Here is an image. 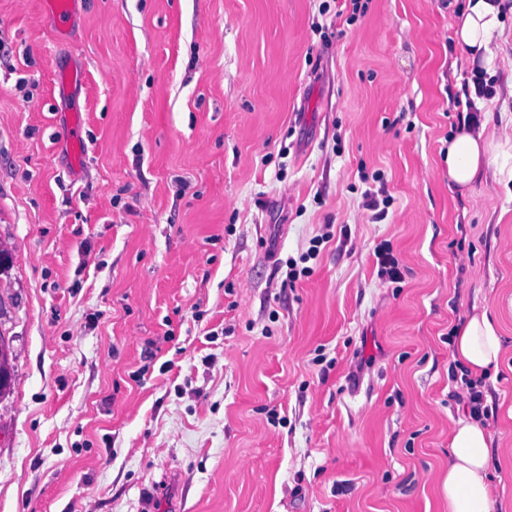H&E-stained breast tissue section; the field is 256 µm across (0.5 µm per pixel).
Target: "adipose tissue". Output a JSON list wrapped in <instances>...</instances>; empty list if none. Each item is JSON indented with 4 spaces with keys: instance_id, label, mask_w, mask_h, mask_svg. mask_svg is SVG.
Segmentation results:
<instances>
[{
    "instance_id": "1",
    "label": "adipose tissue",
    "mask_w": 512,
    "mask_h": 512,
    "mask_svg": "<svg viewBox=\"0 0 512 512\" xmlns=\"http://www.w3.org/2000/svg\"><path fill=\"white\" fill-rule=\"evenodd\" d=\"M506 8V0H465L454 32L457 47L477 77L470 86V98L480 112L478 119L463 118L448 139V181L462 193L486 176L499 157L512 153V137L496 138L488 130V115L482 112V83L497 71L494 37L503 30ZM452 346L455 361L470 375L483 376L497 368L502 341L496 316L486 310L468 316L454 328ZM448 448V512H496L499 502L488 479L491 451L484 430L471 419L452 421Z\"/></svg>"
}]
</instances>
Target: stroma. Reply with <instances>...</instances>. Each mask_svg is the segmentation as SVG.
Here are the masks:
<instances>
[{"mask_svg":"<svg viewBox=\"0 0 512 512\" xmlns=\"http://www.w3.org/2000/svg\"><path fill=\"white\" fill-rule=\"evenodd\" d=\"M459 17L84 0L59 38L40 0H0V512H448L470 415L448 338L477 306L501 326L481 426L512 512V188L448 183ZM495 42L505 71L511 15ZM374 256L379 266L381 277H387L394 283L402 281V274L399 268V261L393 252L392 246L387 242H381L374 248Z\"/></svg>","mask_w":512,"mask_h":512,"instance_id":"1","label":"stroma"}]
</instances>
